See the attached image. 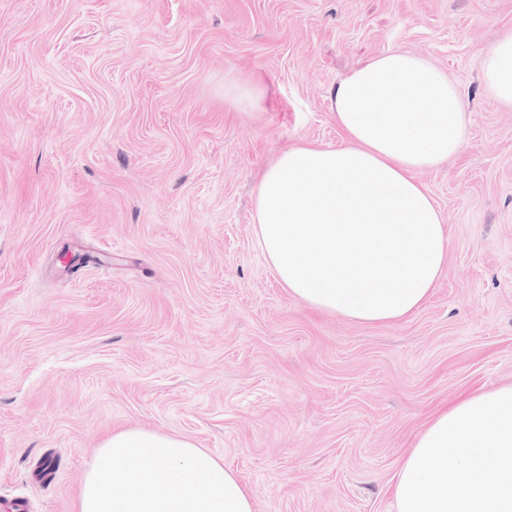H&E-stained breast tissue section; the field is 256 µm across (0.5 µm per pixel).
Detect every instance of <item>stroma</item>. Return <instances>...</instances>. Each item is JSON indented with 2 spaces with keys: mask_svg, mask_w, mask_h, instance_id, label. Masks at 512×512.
Masks as SVG:
<instances>
[{
  "mask_svg": "<svg viewBox=\"0 0 512 512\" xmlns=\"http://www.w3.org/2000/svg\"><path fill=\"white\" fill-rule=\"evenodd\" d=\"M506 29L512 0H0V512H74L121 429L192 439L256 512H394L429 414L512 384V112L480 78ZM393 48L457 84L470 137L414 173L436 288L369 325L289 294L253 193L284 148L342 144L337 83Z\"/></svg>",
  "mask_w": 512,
  "mask_h": 512,
  "instance_id": "35a3bbf8",
  "label": "stroma"
}]
</instances>
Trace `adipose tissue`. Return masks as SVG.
<instances>
[{
	"label": "adipose tissue",
	"mask_w": 512,
	"mask_h": 512,
	"mask_svg": "<svg viewBox=\"0 0 512 512\" xmlns=\"http://www.w3.org/2000/svg\"><path fill=\"white\" fill-rule=\"evenodd\" d=\"M482 78L512 111V29L482 50ZM339 147L282 151L254 197L255 234L289 293L370 325L405 319L435 288L449 235L414 180L468 140L457 86L423 56L394 50L336 86ZM75 512H255L221 458L188 438L123 429L100 442ZM396 512H512V385L434 410L396 474Z\"/></svg>",
	"instance_id": "obj_1"
}]
</instances>
